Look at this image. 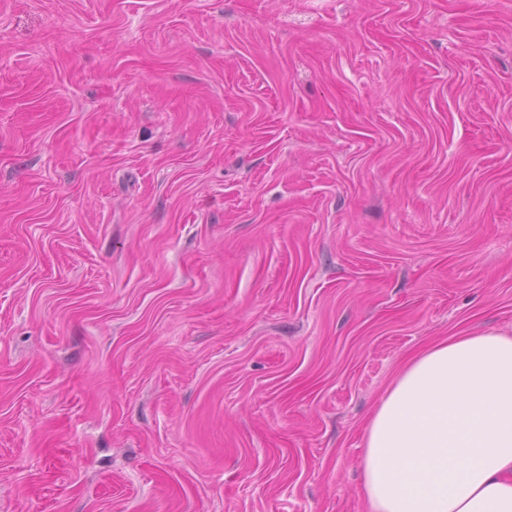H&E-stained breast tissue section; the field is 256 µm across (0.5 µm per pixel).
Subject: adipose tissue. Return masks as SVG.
<instances>
[{"label":"adipose tissue","instance_id":"ef3b65f1","mask_svg":"<svg viewBox=\"0 0 512 512\" xmlns=\"http://www.w3.org/2000/svg\"><path fill=\"white\" fill-rule=\"evenodd\" d=\"M368 512H512V336H453L412 359L367 423Z\"/></svg>","mask_w":512,"mask_h":512}]
</instances>
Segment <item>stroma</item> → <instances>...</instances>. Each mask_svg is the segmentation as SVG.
<instances>
[{
	"label": "stroma",
	"mask_w": 512,
	"mask_h": 512,
	"mask_svg": "<svg viewBox=\"0 0 512 512\" xmlns=\"http://www.w3.org/2000/svg\"><path fill=\"white\" fill-rule=\"evenodd\" d=\"M512 336V0H0V512H366L368 418Z\"/></svg>",
	"instance_id": "1"
}]
</instances>
